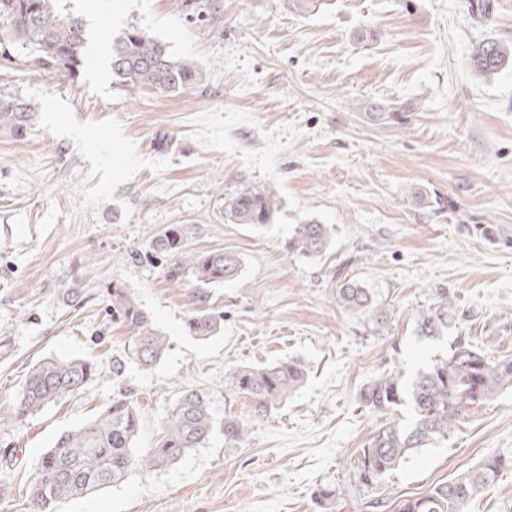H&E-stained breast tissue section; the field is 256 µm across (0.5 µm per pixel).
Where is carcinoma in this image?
<instances>
[{
  "mask_svg": "<svg viewBox=\"0 0 512 512\" xmlns=\"http://www.w3.org/2000/svg\"><path fill=\"white\" fill-rule=\"evenodd\" d=\"M56 0H0V20L7 30L0 37L9 46L28 48L30 63L59 76L73 79L85 65L87 30L83 19L60 12ZM512 63V45L498 40L477 43L471 54L472 69L481 76L495 75ZM112 83L148 89L158 94H178L197 79L195 64L179 58L169 46L130 28L112 41L109 60ZM34 106L15 95H0V126L26 135L35 119ZM280 203L263 187L244 189L228 200L224 222L248 224L256 229L272 223ZM204 232L199 224H172L152 242L150 251L173 258L167 275L180 279L188 272L203 287L239 279V255L228 251L200 252L188 248L190 240ZM331 229L308 222L294 226L288 237V253L319 257L330 248ZM339 303L361 314L373 328L387 327V311L379 308L370 289L356 280L340 285ZM194 309L186 318L190 335L206 340L224 327V314L205 307L198 291ZM112 319L128 327L123 355L112 361V378L118 379L127 365L144 370L156 366L169 344L154 326L138 297L126 288L112 286ZM456 308L448 294L418 314L417 336L437 340L448 334ZM98 376L97 365L87 359L51 358L30 371L18 391L12 417L21 419L81 391ZM307 365L289 358L263 367L237 366L231 370V386L254 400V413L263 416L273 405L288 399L306 383ZM512 387V358H494L459 341L446 356L407 376L388 370L366 383L359 400L369 410L386 415V421L362 448L355 471L356 486L373 488L414 452L446 437L459 421L464 405L494 400ZM411 406L413 418L405 422L397 411ZM140 414L133 397L119 392L94 420L61 436L40 457L36 474L27 485L33 512H54L62 501L84 497L122 483L135 469L163 468L178 462L194 448L202 447L215 429L205 395L186 391L174 402L162 424V436L152 448H135ZM512 468V457L495 454L479 466L435 485L426 495L407 501L400 512H466L470 502L492 484L500 472Z\"/></svg>",
  "mask_w": 512,
  "mask_h": 512,
  "instance_id": "1",
  "label": "carcinoma"
}]
</instances>
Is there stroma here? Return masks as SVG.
Returning <instances> with one entry per match:
<instances>
[{
    "label": "stroma",
    "mask_w": 512,
    "mask_h": 512,
    "mask_svg": "<svg viewBox=\"0 0 512 512\" xmlns=\"http://www.w3.org/2000/svg\"><path fill=\"white\" fill-rule=\"evenodd\" d=\"M91 34L85 66L63 79L0 62V94L31 101L23 139L0 127V512H31L25 486L63 434L97 417L118 389L141 413L137 448L153 447L182 391L210 399L204 447L56 512H399L493 454L512 455V388L465 406L447 438L409 456L376 488L351 487L382 414L360 389L394 369L413 374L456 341L512 357V68L470 66L486 38L512 43V0L489 23L469 0H331L291 13L287 0H58ZM139 28L199 73L162 96L113 84V39ZM262 186L281 208L256 230L224 221V199ZM329 225L317 260L290 255L288 236ZM173 224H201L197 251L243 260L239 280L207 288L224 327L209 340L184 322L197 288L170 279L150 245ZM493 226L486 237L483 226ZM356 279L389 314L375 333L336 291ZM130 289L169 341L165 357L112 378L125 326L113 284ZM458 306L447 336L422 340L420 312L441 294ZM48 357L86 358L102 374L78 394L16 419L26 374ZM298 358L306 385L264 416L230 386L237 366Z\"/></svg>",
    "instance_id": "35a3bbf8"
}]
</instances>
